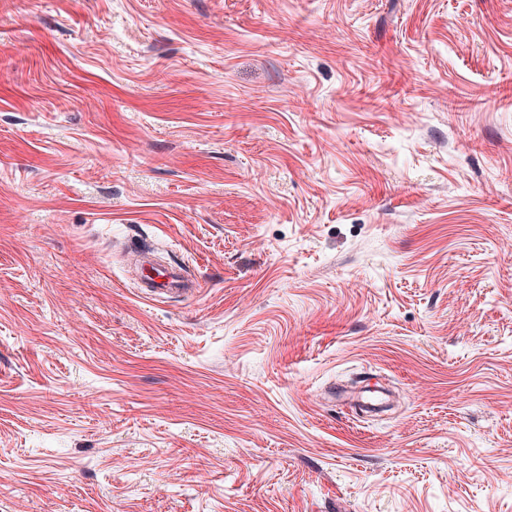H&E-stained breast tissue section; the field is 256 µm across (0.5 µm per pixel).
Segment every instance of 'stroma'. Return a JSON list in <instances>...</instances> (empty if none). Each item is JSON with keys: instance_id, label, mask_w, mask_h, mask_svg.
<instances>
[{"instance_id": "1", "label": "stroma", "mask_w": 512, "mask_h": 512, "mask_svg": "<svg viewBox=\"0 0 512 512\" xmlns=\"http://www.w3.org/2000/svg\"><path fill=\"white\" fill-rule=\"evenodd\" d=\"M0 512H512V0H0ZM141 265L147 271L143 272L138 288L145 298L185 296L199 290L178 265H157L148 257L141 260Z\"/></svg>"}]
</instances>
